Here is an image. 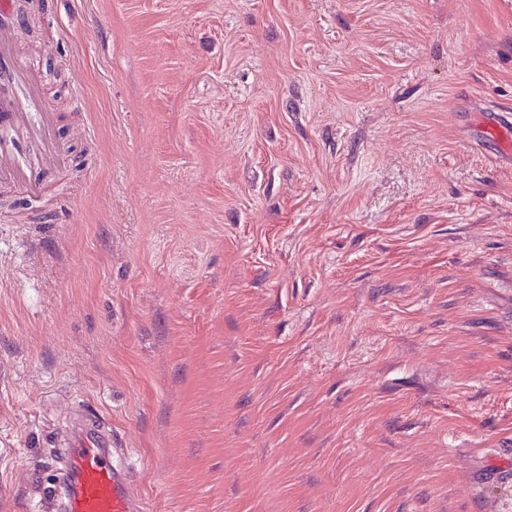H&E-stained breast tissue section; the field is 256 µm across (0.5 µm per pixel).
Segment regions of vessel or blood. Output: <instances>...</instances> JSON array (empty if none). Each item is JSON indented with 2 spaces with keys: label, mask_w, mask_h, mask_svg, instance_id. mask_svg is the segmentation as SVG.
<instances>
[{
  "label": "vessel or blood",
  "mask_w": 512,
  "mask_h": 512,
  "mask_svg": "<svg viewBox=\"0 0 512 512\" xmlns=\"http://www.w3.org/2000/svg\"><path fill=\"white\" fill-rule=\"evenodd\" d=\"M21 29L11 0H0V185L35 199L56 161L54 112L41 98L39 73L17 56ZM481 124L487 140L511 157L512 114L486 112ZM59 463L63 481L44 486L42 494L59 500L62 512H142L128 491L124 464L112 454L111 431L85 409L76 411Z\"/></svg>",
  "instance_id": "b4317fda"
}]
</instances>
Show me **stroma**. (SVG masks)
Here are the masks:
<instances>
[{
    "instance_id": "35a3bbf8",
    "label": "stroma",
    "mask_w": 512,
    "mask_h": 512,
    "mask_svg": "<svg viewBox=\"0 0 512 512\" xmlns=\"http://www.w3.org/2000/svg\"><path fill=\"white\" fill-rule=\"evenodd\" d=\"M47 2L0 512H57L78 406L143 512H512V160L472 121L512 112V0Z\"/></svg>"
}]
</instances>
